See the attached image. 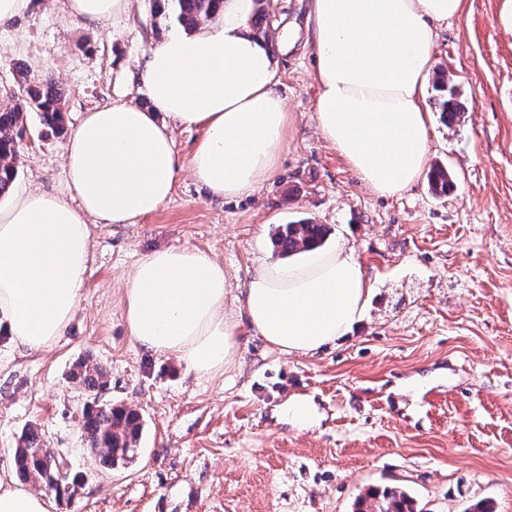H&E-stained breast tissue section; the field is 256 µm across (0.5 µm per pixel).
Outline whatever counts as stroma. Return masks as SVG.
Returning <instances> with one entry per match:
<instances>
[{"instance_id":"35a3bbf8","label":"stroma","mask_w":512,"mask_h":512,"mask_svg":"<svg viewBox=\"0 0 512 512\" xmlns=\"http://www.w3.org/2000/svg\"><path fill=\"white\" fill-rule=\"evenodd\" d=\"M309 0H275L269 45L289 115L275 176L255 194L215 200L190 172L169 201L133 224H96L76 313L47 350L0 336V475L11 476L21 431L79 478L51 512H353L372 487L396 486L420 512H467L479 500L512 512V31L500 0H466L463 16L435 24L436 68L468 106L460 122L432 115L430 163L456 189L427 179L394 197L362 184L322 137L314 114ZM148 0L127 17L92 25L57 0H31L0 29V107L17 87L54 78L66 126L123 93L128 73L174 30ZM14 189L61 196L65 136L29 117ZM327 225L326 247L352 249L374 294L348 338L287 356L242 335L233 368L185 370L143 352L123 317L121 286L152 249H199L223 264L232 294L253 269L281 260L276 226ZM92 358L109 374L106 402L139 412L137 461L103 469L81 430L90 397L67 375ZM310 401L316 423L282 416Z\"/></svg>"}]
</instances>
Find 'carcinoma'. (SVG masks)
Masks as SVG:
<instances>
[{"label":"carcinoma","mask_w":512,"mask_h":512,"mask_svg":"<svg viewBox=\"0 0 512 512\" xmlns=\"http://www.w3.org/2000/svg\"><path fill=\"white\" fill-rule=\"evenodd\" d=\"M151 16L172 20L191 31L201 22L216 15L223 0H151ZM259 6L248 18L250 29L257 34H267L268 12L261 0ZM440 92L436 105L445 123L451 124L462 117L463 105L456 100L453 89L448 87V77L438 74L434 81ZM63 93L52 78L23 88L21 101L10 108H0V197L7 194L17 176V161L21 142L26 133L27 114L36 113L45 132L53 135L64 133ZM429 182L433 192L439 196L451 193L455 184L448 169L441 164L432 167ZM328 233L323 224L302 220L284 224L274 239L275 246L284 255H294L319 248ZM70 379L92 395L107 386L105 369L91 359L74 364ZM83 436L87 444L95 449L99 464L108 470L128 466L138 455V441L142 432V417L126 407L93 402L83 409ZM52 454L44 448L37 429L25 428L13 452V468L19 481L40 484L56 496H62L69 474L46 468V460ZM356 512H417L415 501L402 491L386 489L382 492L369 490L356 504Z\"/></svg>","instance_id":"cac0c4a2"}]
</instances>
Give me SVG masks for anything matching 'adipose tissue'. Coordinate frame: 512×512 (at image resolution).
I'll return each instance as SVG.
<instances>
[{"mask_svg":"<svg viewBox=\"0 0 512 512\" xmlns=\"http://www.w3.org/2000/svg\"><path fill=\"white\" fill-rule=\"evenodd\" d=\"M465 0H311L315 113L324 138L360 181L382 196L417 183L430 150L425 86L434 68L436 23L462 15ZM255 0H224L214 19L176 32L147 54L134 82L146 104L97 107L70 128L64 172L71 199L30 191L0 204V333L42 351L79 305L91 224H132L170 198L181 171L215 199L254 194L277 171L288 111L267 45L245 22ZM96 24L129 0H62ZM205 134L189 162L170 122ZM224 266L180 247L149 251L123 288L130 336L144 351L186 370L217 375L235 363L241 327L280 353L307 355L347 337L373 291L343 247L293 263L258 265L226 312Z\"/></svg>","mask_w":512,"mask_h":512,"instance_id":"1","label":"adipose tissue"}]
</instances>
